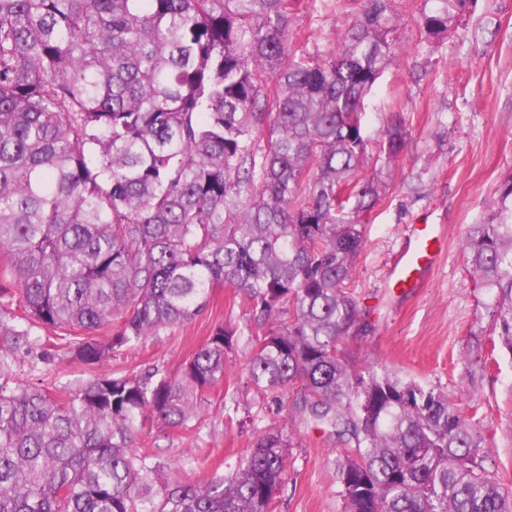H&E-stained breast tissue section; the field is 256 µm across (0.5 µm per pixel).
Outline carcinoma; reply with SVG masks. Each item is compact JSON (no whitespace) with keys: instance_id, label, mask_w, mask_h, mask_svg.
Here are the masks:
<instances>
[{"instance_id":"1","label":"carcinoma","mask_w":512,"mask_h":512,"mask_svg":"<svg viewBox=\"0 0 512 512\" xmlns=\"http://www.w3.org/2000/svg\"><path fill=\"white\" fill-rule=\"evenodd\" d=\"M428 35L469 0H435ZM290 0H0V512H271L291 437L272 424L228 474L165 471L138 427L188 425L249 337L247 385L345 450V512H512L484 435L435 388L358 363L371 332L350 292L365 99L398 57L395 0H363L324 52L290 50ZM405 121L379 132L388 162ZM461 241L492 331L512 350V177ZM250 320L217 325L174 376L104 374L81 390L12 388L7 358L35 325L70 356L196 316L214 288ZM112 329L101 339L99 331Z\"/></svg>"}]
</instances>
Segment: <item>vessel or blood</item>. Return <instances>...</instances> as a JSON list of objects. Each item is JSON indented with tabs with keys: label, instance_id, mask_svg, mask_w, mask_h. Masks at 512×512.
Masks as SVG:
<instances>
[{
	"label": "vessel or blood",
	"instance_id": "b4317fda",
	"mask_svg": "<svg viewBox=\"0 0 512 512\" xmlns=\"http://www.w3.org/2000/svg\"><path fill=\"white\" fill-rule=\"evenodd\" d=\"M443 251L444 237L439 225H413L405 246L391 266V281L398 288L416 287L437 264Z\"/></svg>",
	"mask_w": 512,
	"mask_h": 512
}]
</instances>
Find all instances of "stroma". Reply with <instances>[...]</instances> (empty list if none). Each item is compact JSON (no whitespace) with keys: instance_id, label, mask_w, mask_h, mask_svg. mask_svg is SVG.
Returning <instances> with one entry per match:
<instances>
[{"instance_id":"35a3bbf8","label":"stroma","mask_w":512,"mask_h":512,"mask_svg":"<svg viewBox=\"0 0 512 512\" xmlns=\"http://www.w3.org/2000/svg\"><path fill=\"white\" fill-rule=\"evenodd\" d=\"M361 0H294L290 47L330 50L334 33ZM424 0H396L402 24L399 59L382 74L367 100L365 124L377 137L391 119L406 121L411 137L399 159L385 166L371 147L360 173H381L379 202L364 214L365 245L350 289L372 331L352 342L357 361L432 386L460 405L478 404L473 422L487 436L485 466L512 489V350L491 344L489 294L466 270L461 238L486 219L499 185L512 175V0H474L434 39L419 26ZM440 224L446 249L426 285L389 287L387 272L413 224ZM248 308L234 289L218 287L192 320L158 336L114 349L88 366L56 347L11 360L10 382L80 388L98 375L148 368L172 375L215 325H243ZM247 340L230 353L223 381L187 427L144 426L133 446L154 453L165 467L202 480L233 470L258 428L276 423L290 435L288 468L272 512H343L341 448L321 431L288 420L290 401L257 396L245 387Z\"/></svg>"}]
</instances>
